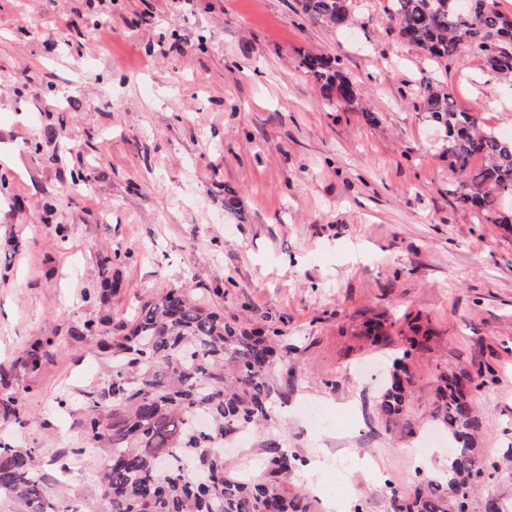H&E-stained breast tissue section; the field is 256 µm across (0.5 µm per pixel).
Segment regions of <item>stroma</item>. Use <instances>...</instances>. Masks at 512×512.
<instances>
[{"mask_svg":"<svg viewBox=\"0 0 512 512\" xmlns=\"http://www.w3.org/2000/svg\"><path fill=\"white\" fill-rule=\"evenodd\" d=\"M384 3L352 0L339 31L304 20L296 0H112L100 46L84 0H0V366L31 419L0 435L39 449L58 512L95 504L108 454L59 470L86 394L112 381L87 326L120 324L164 288L286 333L278 431L320 512H393L388 483L447 469L432 410L451 368L481 385L482 447L512 455V232L452 200L443 131L412 108L435 76L512 132V81L466 51L427 61L396 41ZM306 51L343 60L363 110L324 103L298 67ZM64 82L72 100L51 107ZM78 173L90 182L75 192ZM231 195L240 214L224 209ZM416 317L437 334L410 358L408 437L376 405ZM371 318L396 334L365 342ZM37 342L49 356L33 372ZM307 401L339 425L311 428Z\"/></svg>","mask_w":512,"mask_h":512,"instance_id":"obj_1","label":"stroma"}]
</instances>
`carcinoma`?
I'll return each mask as SVG.
<instances>
[{
  "instance_id": "obj_1",
  "label": "carcinoma",
  "mask_w": 512,
  "mask_h": 512,
  "mask_svg": "<svg viewBox=\"0 0 512 512\" xmlns=\"http://www.w3.org/2000/svg\"><path fill=\"white\" fill-rule=\"evenodd\" d=\"M313 23L336 30L349 25L350 0H297ZM396 37L438 63L469 49L488 71L512 77V14L499 0H386ZM298 67L330 106L360 101L358 86L339 58L300 54ZM413 108L444 131L448 167L456 179L448 195L492 224L512 230V139L484 128L479 112L454 104L438 83L427 80ZM98 347L112 353V382L103 397L85 403L83 455L110 451L97 476L104 512H318L317 500L292 482L302 460L278 437L262 471L250 477L228 471L224 443L274 420L278 387L275 370L287 364L288 337L275 327L254 329L224 319L187 292L165 288L117 331L93 326ZM403 358L396 360L380 393L386 425L399 422L410 396L411 372L405 359L426 351L432 328L411 329ZM0 367V421L28 424ZM473 379L461 371L437 377L433 413L448 436V470L419 472L408 486L389 484L398 512H506L492 495L493 474L477 440L485 423L475 397L463 391ZM33 448L0 442V497L19 512H57L38 476Z\"/></svg>"
}]
</instances>
